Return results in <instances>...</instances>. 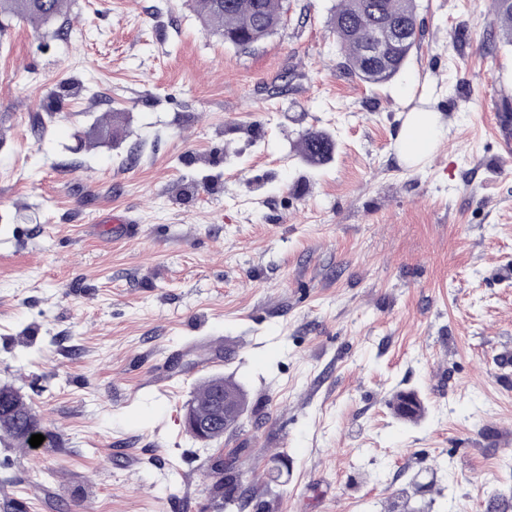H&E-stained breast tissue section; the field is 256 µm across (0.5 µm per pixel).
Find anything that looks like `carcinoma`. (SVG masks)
<instances>
[{
	"label": "carcinoma",
	"instance_id": "cac0c4a2",
	"mask_svg": "<svg viewBox=\"0 0 512 512\" xmlns=\"http://www.w3.org/2000/svg\"><path fill=\"white\" fill-rule=\"evenodd\" d=\"M64 6L65 0H0V26L13 19L47 22L60 16ZM284 8V0H197V13L204 27L224 37L247 35L241 43L243 49L264 40ZM329 24L349 73L368 85L394 79L421 38L417 0H336ZM383 27L395 30L402 38L389 64L376 62L364 52ZM491 39L512 46V0H494ZM334 148L332 138L322 131L307 130L298 140L299 154L312 165L330 160ZM221 385L224 396L244 411L243 390L234 379L223 376L206 380L191 404L207 409ZM41 433V420L24 396L9 385H0V439L11 440L17 448H28L31 436Z\"/></svg>",
	"mask_w": 512,
	"mask_h": 512
}]
</instances>
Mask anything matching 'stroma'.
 <instances>
[{
	"label": "stroma",
	"mask_w": 512,
	"mask_h": 512,
	"mask_svg": "<svg viewBox=\"0 0 512 512\" xmlns=\"http://www.w3.org/2000/svg\"><path fill=\"white\" fill-rule=\"evenodd\" d=\"M288 4L246 50L192 0L0 29V385L54 440L0 443V512H225L232 449L245 512H512V48L490 0H418L419 46L369 86L335 0ZM420 109L441 134L411 164ZM229 375L241 422L196 440L186 405ZM438 113L412 111L404 120L397 136L398 156L407 163H414L428 157L440 135ZM335 144L332 138L317 130H306L298 140L301 157L312 165H321L331 159Z\"/></svg>",
	"instance_id": "obj_1"
}]
</instances>
